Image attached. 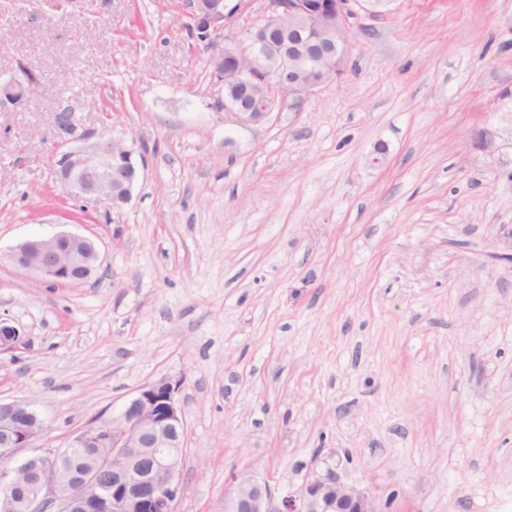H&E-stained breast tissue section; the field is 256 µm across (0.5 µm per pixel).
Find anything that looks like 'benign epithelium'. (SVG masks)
<instances>
[{"instance_id":"7a95c632","label":"benign epithelium","mask_w":512,"mask_h":512,"mask_svg":"<svg viewBox=\"0 0 512 512\" xmlns=\"http://www.w3.org/2000/svg\"><path fill=\"white\" fill-rule=\"evenodd\" d=\"M263 2L261 22L243 39L233 28L242 0L232 6L224 0L184 3L210 53L211 82L218 87L238 83L244 89L224 95L226 122H257L285 104L299 107L347 69L348 0H320L326 34L304 51L269 33L310 7L304 4L297 11L288 0ZM33 86V79L16 72L0 78V110L25 107ZM54 125L64 147L57 169L62 185L86 201L105 200L114 208L128 204L141 177L132 148L79 130L67 112L55 113ZM8 259L48 284H81L96 272L100 253L92 239L60 232L18 243ZM20 343V330L1 317L0 350ZM180 388V381L169 378L142 386L117 416L77 430L63 449L33 447L47 430L40 415L28 402L0 399V512H178L187 435ZM100 444L110 448L108 455L77 472L65 464L71 449ZM232 480L224 512H380L368 491L346 482L329 464L283 497L267 478L240 472ZM22 482L27 493L20 496Z\"/></svg>"}]
</instances>
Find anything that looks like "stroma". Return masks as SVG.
Masks as SVG:
<instances>
[{"instance_id": "stroma-1", "label": "stroma", "mask_w": 512, "mask_h": 512, "mask_svg": "<svg viewBox=\"0 0 512 512\" xmlns=\"http://www.w3.org/2000/svg\"><path fill=\"white\" fill-rule=\"evenodd\" d=\"M350 7L342 79L238 127L182 0H0V75L39 78L0 112V397L58 448L180 381L179 512L326 457L380 512L512 497V0ZM65 106L143 155L129 204L60 187ZM61 231L98 244L88 282L9 262Z\"/></svg>"}]
</instances>
